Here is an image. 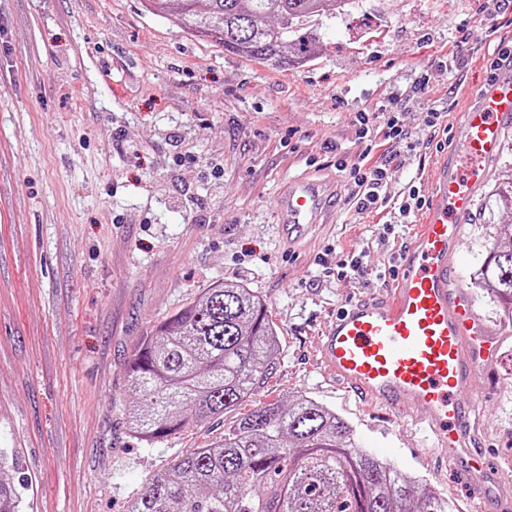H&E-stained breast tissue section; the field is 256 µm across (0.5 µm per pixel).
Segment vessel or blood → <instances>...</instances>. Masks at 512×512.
I'll return each mask as SVG.
<instances>
[{"mask_svg":"<svg viewBox=\"0 0 512 512\" xmlns=\"http://www.w3.org/2000/svg\"><path fill=\"white\" fill-rule=\"evenodd\" d=\"M457 122L462 136L439 157L422 221L398 258L393 292L339 308L318 352L326 378L384 409L410 404L424 415L432 447L467 452L475 405L461 396L473 367L495 357L500 343L485 334L472 298L459 287L455 260L465 252L464 220L489 164L512 134V67L477 89ZM335 182L295 178L279 192L276 213L289 246L335 222Z\"/></svg>","mask_w":512,"mask_h":512,"instance_id":"1","label":"vessel or blood"}]
</instances>
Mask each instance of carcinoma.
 <instances>
[{
    "instance_id": "1",
    "label": "carcinoma",
    "mask_w": 512,
    "mask_h": 512,
    "mask_svg": "<svg viewBox=\"0 0 512 512\" xmlns=\"http://www.w3.org/2000/svg\"><path fill=\"white\" fill-rule=\"evenodd\" d=\"M154 15L272 66L318 54L306 30L344 0H144ZM512 322V236L493 243L474 275ZM265 299L235 283L208 288L141 336L128 365L137 408L129 430L154 443L237 405L277 370ZM21 498L0 477V512ZM454 502L362 448L354 426L304 394L262 402L219 440L155 475L127 512H455Z\"/></svg>"
}]
</instances>
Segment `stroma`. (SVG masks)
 I'll use <instances>...</instances> for the list:
<instances>
[{"mask_svg":"<svg viewBox=\"0 0 512 512\" xmlns=\"http://www.w3.org/2000/svg\"><path fill=\"white\" fill-rule=\"evenodd\" d=\"M313 28L320 52L279 68L182 32L141 0H0V450L15 460L0 476L19 483L21 512H126L188 450L298 393L346 418L373 454L464 512L478 508L481 482L464 458L439 461L397 411L326 382L316 357L338 308L390 293V261L419 213L388 235L385 217L358 219L344 202L293 254L274 203L289 179L335 172L337 151L358 147L356 113L391 98L416 149L395 161L387 193L427 192L437 142L460 133L464 90L512 50V0H350ZM420 77L423 100H407ZM510 180L512 138L465 221L459 264L501 342L468 390L472 445L502 473L498 512H512V325L473 276L512 231V210L493 196ZM330 248L365 250L360 272L326 275L316 257ZM224 281L266 299L275 374L221 419L163 442L135 438L127 367L138 339Z\"/></svg>","mask_w":512,"mask_h":512,"instance_id":"stroma-1","label":"stroma"}]
</instances>
